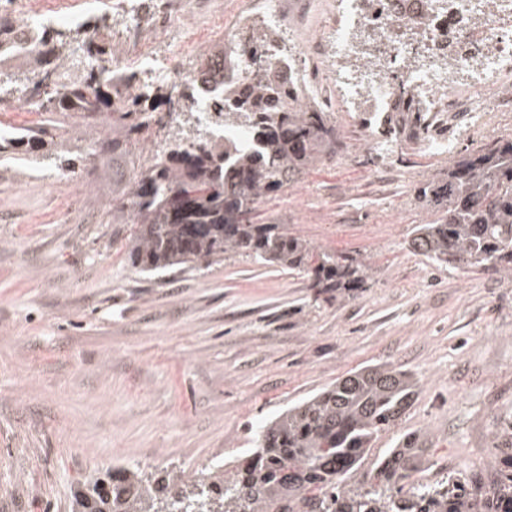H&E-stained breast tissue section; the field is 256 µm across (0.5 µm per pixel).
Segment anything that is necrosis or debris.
I'll return each mask as SVG.
<instances>
[{"instance_id":"obj_1","label":"necrosis or debris","mask_w":512,"mask_h":512,"mask_svg":"<svg viewBox=\"0 0 512 512\" xmlns=\"http://www.w3.org/2000/svg\"><path fill=\"white\" fill-rule=\"evenodd\" d=\"M257 0L271 26L287 16H321L314 39L297 55L314 59L319 67L301 74L297 84L310 95L325 82L342 84L354 96L365 97L372 109L395 100L397 84H404L428 112H469L498 107L491 91L512 74V0ZM180 9L163 0L158 11L134 15L128 50L119 62L136 67L145 79L164 77L180 84L184 74L174 66H159L150 41L169 36L187 38L178 22ZM53 14L30 6L13 40L0 45V55L20 58L37 48V34ZM472 74L470 83L456 81Z\"/></svg>"}]
</instances>
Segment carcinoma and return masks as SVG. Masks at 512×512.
Masks as SVG:
<instances>
[{
    "mask_svg": "<svg viewBox=\"0 0 512 512\" xmlns=\"http://www.w3.org/2000/svg\"><path fill=\"white\" fill-rule=\"evenodd\" d=\"M110 36L77 42L71 63L94 66L79 81L60 82L64 49L74 37L41 28L35 60L57 63L46 73L50 83L28 100L52 119L47 127L0 135V151L20 149L63 167L55 139L77 129L54 116L78 110L87 119L110 118L120 131L108 143L112 160L131 163L167 127L166 117L191 110L202 92L196 82H184L177 92L154 81L137 83L135 73L110 68L112 59L98 43ZM223 65L222 112L247 124V140L215 143L211 132L198 130L196 144L156 156L128 195L112 197V215L128 209L136 218L128 242L132 265L166 273L241 253L306 272L319 293L361 287L365 263L318 252L280 224L256 222L267 194L285 190L315 163L340 152L336 126L316 105L299 100L287 72L241 92L232 82L237 52H225ZM396 96L397 111L422 112L408 89ZM422 196L433 219L413 228L414 250L439 267L512 277V141L453 162L448 175L429 182ZM418 387L411 372L364 368L259 427L255 447L233 462L229 475L222 465L206 476L138 466L108 470L74 489L71 512H512V453L501 448L484 472L407 491L424 449L404 442L389 449L360 487L347 488L374 436L396 424Z\"/></svg>",
    "mask_w": 512,
    "mask_h": 512,
    "instance_id": "cac0c4a2",
    "label": "carcinoma"
}]
</instances>
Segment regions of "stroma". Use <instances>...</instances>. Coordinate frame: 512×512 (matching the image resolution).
Returning <instances> with one entry per match:
<instances>
[{
	"label": "stroma",
	"mask_w": 512,
	"mask_h": 512,
	"mask_svg": "<svg viewBox=\"0 0 512 512\" xmlns=\"http://www.w3.org/2000/svg\"><path fill=\"white\" fill-rule=\"evenodd\" d=\"M62 2L79 22L106 17L116 54L142 0ZM492 94L490 125L359 112L337 124L336 156L262 200L264 223L367 264L350 293L316 295L305 273L234 254L169 276L132 267L133 218L113 223L112 195L136 170L113 161L104 121L69 115L81 135L62 170L0 153V512H70L74 485L112 467L233 460L288 405L374 365L412 371L419 388L351 487L409 436L431 482L487 468L512 420V281L432 265L410 239L432 218L429 180L512 141V85ZM392 120L399 154L371 177L372 139Z\"/></svg>",
	"instance_id": "obj_1"
}]
</instances>
